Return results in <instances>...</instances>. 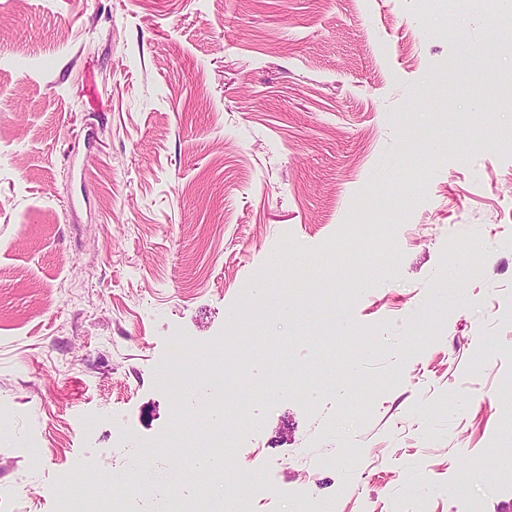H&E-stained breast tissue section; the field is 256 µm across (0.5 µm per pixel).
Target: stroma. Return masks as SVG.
Listing matches in <instances>:
<instances>
[{
    "label": "stroma",
    "instance_id": "35a3bbf8",
    "mask_svg": "<svg viewBox=\"0 0 512 512\" xmlns=\"http://www.w3.org/2000/svg\"><path fill=\"white\" fill-rule=\"evenodd\" d=\"M503 29L448 0H0V512H62L70 478L110 500L103 476L138 447L202 481L165 444L206 436L159 384L175 336L279 359L275 393L224 404L239 494L505 512L512 466L488 464L512 429ZM358 200L409 210L389 261L357 240L330 260ZM456 260L480 271L442 307ZM258 286L263 322L244 310ZM348 444L358 463L278 464Z\"/></svg>",
    "mask_w": 512,
    "mask_h": 512
}]
</instances>
